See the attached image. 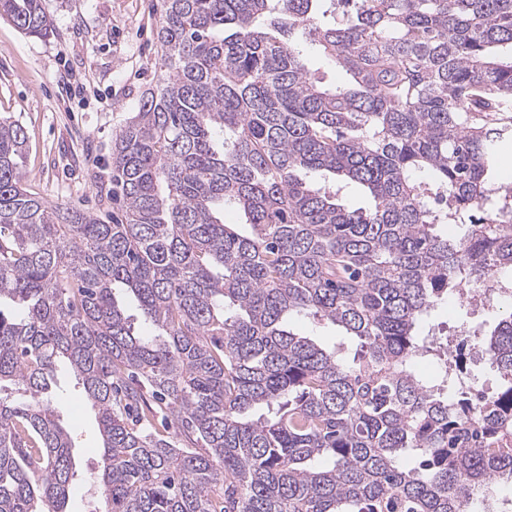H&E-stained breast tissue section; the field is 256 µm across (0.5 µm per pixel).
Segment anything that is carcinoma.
Returning a JSON list of instances; mask_svg holds the SVG:
<instances>
[{"instance_id":"obj_1","label":"carcinoma","mask_w":512,"mask_h":512,"mask_svg":"<svg viewBox=\"0 0 512 512\" xmlns=\"http://www.w3.org/2000/svg\"><path fill=\"white\" fill-rule=\"evenodd\" d=\"M0 18L53 33L41 0ZM157 39L156 86L112 141L122 221L29 193L25 128L0 118V300L22 311L0 310V512H64L62 359L96 412L106 512H471L512 484V313L482 341L500 381L478 400L420 328L512 272V188L490 182L512 141V0H163ZM448 223L464 233L434 232ZM118 284L158 334L135 332ZM289 327L294 332L308 336L323 347L330 348L344 343L346 353H353L356 348V340L344 336L341 329L328 321L313 320L307 317H294L289 320Z\"/></svg>"}]
</instances>
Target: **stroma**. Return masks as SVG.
<instances>
[{
  "instance_id": "obj_1",
  "label": "stroma",
  "mask_w": 512,
  "mask_h": 512,
  "mask_svg": "<svg viewBox=\"0 0 512 512\" xmlns=\"http://www.w3.org/2000/svg\"><path fill=\"white\" fill-rule=\"evenodd\" d=\"M42 6L54 26L49 38L26 36L0 20V117L18 120L27 132L22 184L51 203L119 219L112 199V141L133 117L142 92L156 82L162 0H42ZM505 313L502 307L481 313L452 308L442 299L424 328L455 336L470 354L476 333L490 332ZM289 326L326 348H356L354 339L327 321L294 317ZM52 402L71 436L77 471L66 512H103L95 491L101 447L96 414L64 360Z\"/></svg>"
}]
</instances>
